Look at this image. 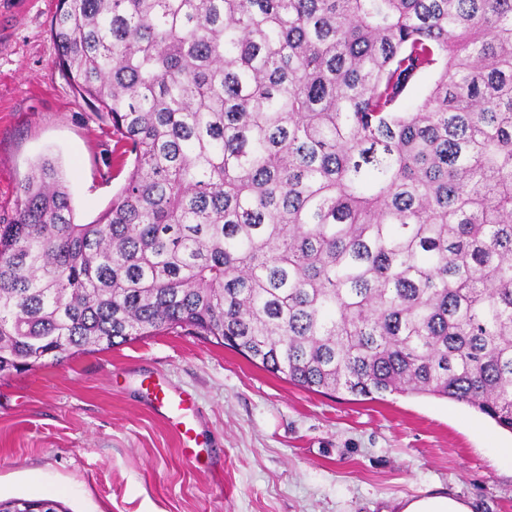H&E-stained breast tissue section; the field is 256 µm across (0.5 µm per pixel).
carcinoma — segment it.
<instances>
[{
  "mask_svg": "<svg viewBox=\"0 0 512 512\" xmlns=\"http://www.w3.org/2000/svg\"><path fill=\"white\" fill-rule=\"evenodd\" d=\"M50 31L132 167L86 224L51 162L21 183L0 375L187 327L512 432V0H58Z\"/></svg>",
  "mask_w": 512,
  "mask_h": 512,
  "instance_id": "cac0c4a2",
  "label": "carcinoma"
}]
</instances>
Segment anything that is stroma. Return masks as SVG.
Returning <instances> with one entry per match:
<instances>
[{"mask_svg": "<svg viewBox=\"0 0 512 512\" xmlns=\"http://www.w3.org/2000/svg\"><path fill=\"white\" fill-rule=\"evenodd\" d=\"M57 0H0V222L33 164L61 170L79 222L126 173L102 120L56 65ZM190 392L203 447L177 433L141 384ZM512 434L430 396L369 400L308 391L186 328L0 380V499L52 498L71 512H395L454 495L512 512Z\"/></svg>", "mask_w": 512, "mask_h": 512, "instance_id": "35a3bbf8", "label": "stroma"}]
</instances>
